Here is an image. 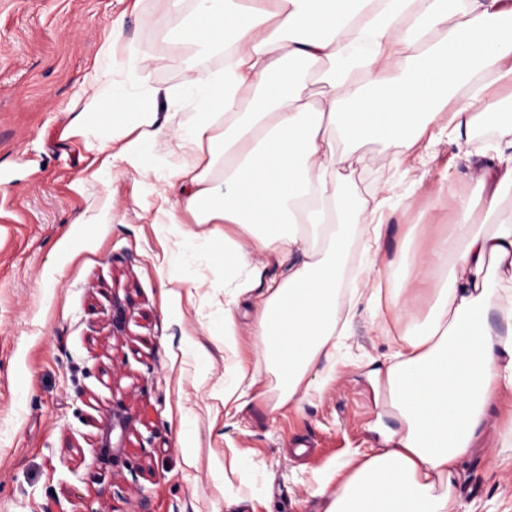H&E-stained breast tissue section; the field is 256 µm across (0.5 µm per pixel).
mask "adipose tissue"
I'll list each match as a JSON object with an SVG mask.
<instances>
[{
  "instance_id": "obj_1",
  "label": "adipose tissue",
  "mask_w": 512,
  "mask_h": 512,
  "mask_svg": "<svg viewBox=\"0 0 512 512\" xmlns=\"http://www.w3.org/2000/svg\"><path fill=\"white\" fill-rule=\"evenodd\" d=\"M177 40L223 48L224 68L186 82L194 103L179 124L149 105L147 58L116 60L104 45L83 112L104 128L131 120L121 142L100 140L108 160L140 169L158 141L190 150L165 182L179 188L195 228L189 238L223 253L236 272L224 293V345L238 334L234 309L254 302L253 334L277 379L280 403H297L339 323L349 227L364 245L381 235L380 206L346 191L365 164V140L423 162L438 132L484 124L489 86L512 81V0H195ZM318 75L323 90L311 96ZM500 148L472 179L477 201L459 205L445 235L431 234L419 268L436 273L426 317L380 255L358 271L351 300H367L381 332L399 326L386 380L402 428L391 447L346 462L336 491L319 485L324 512H454L460 467L503 391L512 392V114ZM482 211L484 231L473 219ZM282 260L263 281L252 255Z\"/></svg>"
}]
</instances>
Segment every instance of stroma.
<instances>
[{
	"label": "stroma",
	"mask_w": 512,
	"mask_h": 512,
	"mask_svg": "<svg viewBox=\"0 0 512 512\" xmlns=\"http://www.w3.org/2000/svg\"><path fill=\"white\" fill-rule=\"evenodd\" d=\"M194 4L159 13L154 0H0V512H323L338 463L389 447L383 335L365 305L349 333L307 376L300 405L278 404L276 379L252 334V303L236 310L237 345L223 346V261L163 228L179 191L160 172L123 163L67 132L106 39L153 58L161 89L214 70L223 51L172 32ZM497 139L493 123L458 140L439 135L415 171L385 163L392 146L359 144L367 167L348 191L389 189L379 252L424 248L427 225L447 231ZM130 297L112 333L113 297ZM244 364L256 377L236 405L218 395ZM136 419L124 466L97 463L99 427L115 399ZM458 479V512L480 500L512 512L504 394Z\"/></svg>",
	"instance_id": "stroma-1"
}]
</instances>
